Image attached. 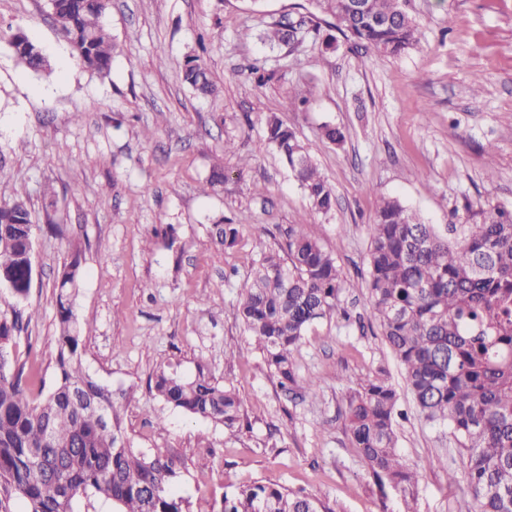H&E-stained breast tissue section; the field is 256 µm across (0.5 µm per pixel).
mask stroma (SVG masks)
Segmentation results:
<instances>
[{"instance_id":"1","label":"stroma","mask_w":512,"mask_h":512,"mask_svg":"<svg viewBox=\"0 0 512 512\" xmlns=\"http://www.w3.org/2000/svg\"><path fill=\"white\" fill-rule=\"evenodd\" d=\"M419 41L397 56L338 38L295 51L264 42L270 23L300 20L308 0H112L105 23L112 70L87 69L59 36L46 0H0V33L24 27L52 75L18 64L0 40V190L33 214V282L24 300L0 288V307L31 313L15 352L31 394L57 378L54 280L80 243L84 277L75 313L82 360L121 406L131 448L171 459L172 488L190 512H219L226 491L255 480L301 490L335 512H456L472 490L448 427L427 421L406 392L403 368L373 320L370 224L381 197H398L439 229L472 223L479 209L512 210V0H403ZM218 85L197 97L183 82L187 55ZM258 58L276 72L257 85ZM310 87L307 105L292 90ZM294 129L336 195L317 213L264 121ZM346 140L325 142L324 125ZM495 149L486 174L485 146ZM225 180L199 192L213 169ZM240 235L216 246L214 224ZM302 226L351 281L335 314L295 352L316 396L285 392L235 315L252 264ZM162 367L232 383L245 422L235 430L188 416L149 388ZM398 391L397 446L419 475L378 486L347 428V397L370 377ZM456 482H449V472Z\"/></svg>"}]
</instances>
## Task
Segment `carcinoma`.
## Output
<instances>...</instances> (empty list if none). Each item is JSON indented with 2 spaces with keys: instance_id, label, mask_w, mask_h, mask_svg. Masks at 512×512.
<instances>
[{
  "instance_id": "1",
  "label": "carcinoma",
  "mask_w": 512,
  "mask_h": 512,
  "mask_svg": "<svg viewBox=\"0 0 512 512\" xmlns=\"http://www.w3.org/2000/svg\"><path fill=\"white\" fill-rule=\"evenodd\" d=\"M111 0H48L61 37L79 59L110 72L116 45L104 18ZM314 12L295 24L277 21L265 38L290 48L311 37L336 48L335 30L356 45L397 55L416 42V27L400 0H312ZM7 44L36 74L51 64L22 28ZM183 79L201 96L218 92L200 56H187ZM268 142L286 162L312 207L328 214L336 197L296 132L267 116ZM472 224H452L441 234L396 197L379 205L370 227L371 314L405 371L422 415L445 425L466 452L465 475L473 491L457 512H512V211L478 212ZM31 211L19 196L0 199V278L23 299L29 293ZM236 224L214 225V239L235 242ZM287 257L270 249L253 264L237 309L281 388L316 394L318 380L298 379L293 353L305 333L336 311L350 287L336 259L302 228H288ZM54 284L57 380L45 395L30 397L25 365L10 348L23 330L20 313L0 310V512L23 499L29 512H188L170 490L173 464L135 453L125 444L112 393L84 369L82 325L74 311L84 269L81 247ZM154 389L166 404L232 430L244 420L235 387L198 370L189 379L161 369ZM397 391L367 379L348 398V428L379 485L410 483L418 471L397 449ZM221 512H334L302 490L253 481L224 494Z\"/></svg>"
}]
</instances>
